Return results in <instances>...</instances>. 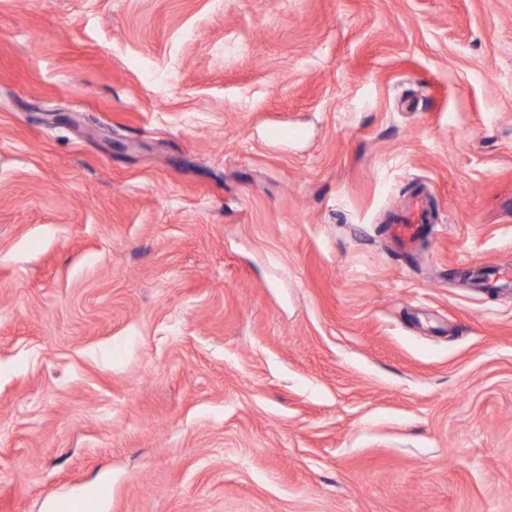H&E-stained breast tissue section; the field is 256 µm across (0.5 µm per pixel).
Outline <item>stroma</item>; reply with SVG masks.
<instances>
[{"mask_svg": "<svg viewBox=\"0 0 512 512\" xmlns=\"http://www.w3.org/2000/svg\"><path fill=\"white\" fill-rule=\"evenodd\" d=\"M502 266L512 0H0V512H512ZM393 220V234L404 244L412 243L419 236L422 224L430 222L427 198L422 192H412L404 209Z\"/></svg>", "mask_w": 512, "mask_h": 512, "instance_id": "obj_1", "label": "stroma"}]
</instances>
